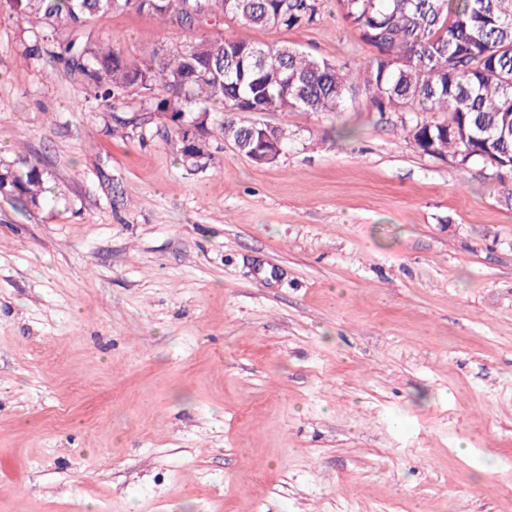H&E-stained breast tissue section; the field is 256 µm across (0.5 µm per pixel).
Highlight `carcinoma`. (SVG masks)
I'll list each match as a JSON object with an SVG mask.
<instances>
[{
	"instance_id": "obj_1",
	"label": "carcinoma",
	"mask_w": 512,
	"mask_h": 512,
	"mask_svg": "<svg viewBox=\"0 0 512 512\" xmlns=\"http://www.w3.org/2000/svg\"><path fill=\"white\" fill-rule=\"evenodd\" d=\"M345 19L374 54L353 69L289 45L203 38L181 49L132 61L85 32L87 23L117 11L148 13L193 28L196 11L215 9L258 28L285 30L311 23L319 0H0L20 20L48 26L35 32L22 58L47 56L63 65L87 99L112 109L129 93L143 96L157 118L171 125L175 150L190 173L206 170L215 153L188 145L201 112L221 114L224 139L256 164L273 162L288 141L268 129L272 112H335L363 96L380 113L404 112L401 126L428 155L470 157L504 183L501 202L512 207V0H339ZM439 112L436 119L428 114ZM109 135L132 137L119 116ZM50 173L25 155L0 159V198L40 209L52 191Z\"/></svg>"
}]
</instances>
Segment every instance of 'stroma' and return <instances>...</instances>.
Masks as SVG:
<instances>
[{"label":"stroma","mask_w":512,"mask_h":512,"mask_svg":"<svg viewBox=\"0 0 512 512\" xmlns=\"http://www.w3.org/2000/svg\"><path fill=\"white\" fill-rule=\"evenodd\" d=\"M0 8V157L58 187L0 201V512H512V209L397 112H274L267 165L170 126L112 138ZM133 60L203 36L373 55L338 0L301 28L134 11Z\"/></svg>","instance_id":"stroma-1"}]
</instances>
